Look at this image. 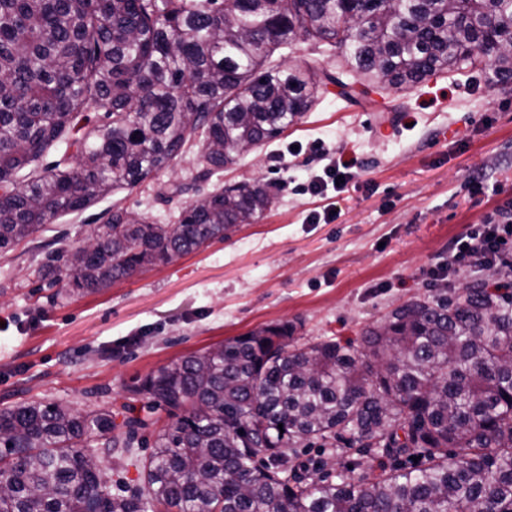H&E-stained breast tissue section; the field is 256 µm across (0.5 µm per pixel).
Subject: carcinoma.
Segmentation results:
<instances>
[{"mask_svg":"<svg viewBox=\"0 0 512 512\" xmlns=\"http://www.w3.org/2000/svg\"><path fill=\"white\" fill-rule=\"evenodd\" d=\"M0 0V250L62 212L133 188L199 133L221 169L243 143L279 138L320 93L313 70H267L297 37L336 45L372 84L411 88L475 65L486 47L495 81L512 78V0ZM107 122L90 123L89 108ZM72 136L75 164L36 166ZM272 204L243 182L186 207L176 224L118 209L93 232V292L224 238ZM265 328L179 358L143 392L173 421L157 435L143 491L114 497L87 463L88 438L112 436L109 410L66 403L0 408V512H512V297L464 284L451 303L412 300L367 328L359 348L292 347ZM283 428H278V425ZM349 434L368 455L416 452L427 466L381 470L363 488L303 481L279 449ZM465 460L448 467V449Z\"/></svg>","mask_w":512,"mask_h":512,"instance_id":"1","label":"carcinoma"}]
</instances>
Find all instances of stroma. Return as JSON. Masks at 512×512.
I'll return each mask as SVG.
<instances>
[{
    "label": "stroma",
    "mask_w": 512,
    "mask_h": 512,
    "mask_svg": "<svg viewBox=\"0 0 512 512\" xmlns=\"http://www.w3.org/2000/svg\"><path fill=\"white\" fill-rule=\"evenodd\" d=\"M273 69L332 75L301 120L233 164L208 169L195 137L171 165L132 189L59 214L0 251V406L62 402L133 420L132 455L99 450L106 489H142V463L166 410L143 381L171 361L266 326L289 324L299 343H359L362 332L410 299L453 297L459 283L512 279V268L479 267L430 277L448 243L512 199V91L490 86V67L439 73L414 88L366 84L327 42L297 38L268 59ZM334 147L358 178L334 203L331 224H308L326 199L302 193L315 149ZM484 192H474L472 178ZM259 181L273 202L255 223L221 240L89 293L38 278L122 209L153 224L176 223L197 197ZM309 477L327 458L354 483H369L370 457L310 445L285 448Z\"/></svg>",
    "instance_id": "35a3bbf8"
}]
</instances>
